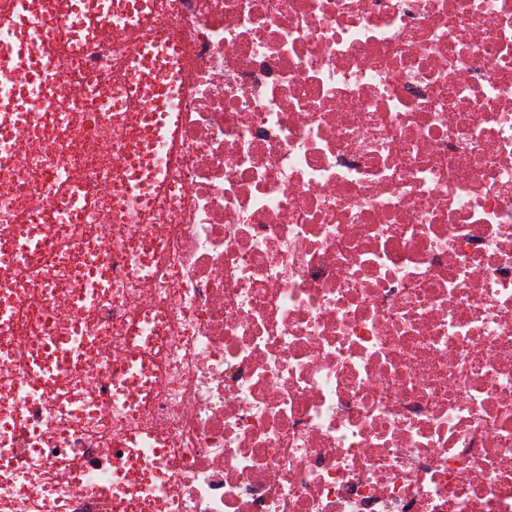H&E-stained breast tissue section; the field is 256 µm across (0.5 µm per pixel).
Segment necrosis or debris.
Segmentation results:
<instances>
[{
    "instance_id": "obj_1",
    "label": "necrosis or debris",
    "mask_w": 512,
    "mask_h": 512,
    "mask_svg": "<svg viewBox=\"0 0 512 512\" xmlns=\"http://www.w3.org/2000/svg\"><path fill=\"white\" fill-rule=\"evenodd\" d=\"M51 26L33 0L24 35L66 88L10 126L0 213L71 247L41 285L0 278L30 314L0 341L20 361L78 324L105 393L65 430L0 388L10 512H103L118 471L139 512L145 470L154 512H512V0H161L184 86L152 211L117 177L147 133L104 101L138 39L54 55ZM61 171L100 200L83 223L54 210ZM89 255L112 290L87 308ZM136 334L155 366L131 409L107 387ZM130 426L167 450L121 471L98 448ZM60 454L81 481L45 483Z\"/></svg>"
}]
</instances>
